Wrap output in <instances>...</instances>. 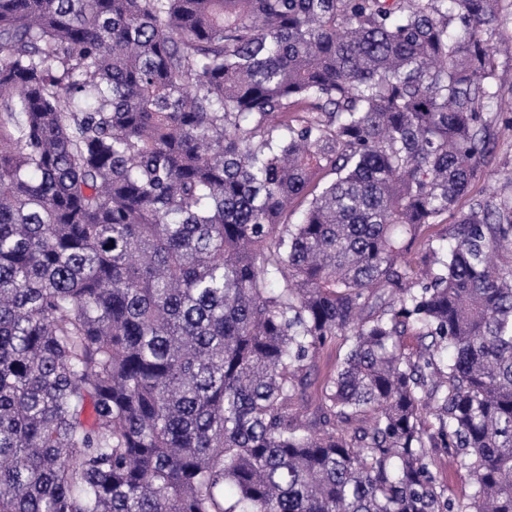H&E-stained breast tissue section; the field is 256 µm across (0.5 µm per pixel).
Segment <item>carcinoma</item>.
<instances>
[{
  "label": "carcinoma",
  "mask_w": 512,
  "mask_h": 512,
  "mask_svg": "<svg viewBox=\"0 0 512 512\" xmlns=\"http://www.w3.org/2000/svg\"><path fill=\"white\" fill-rule=\"evenodd\" d=\"M502 22L0 0V512H512ZM490 116L495 117L493 129L498 132V139L491 152L481 161V174L476 179L471 194L458 203L459 210H467L470 198L475 195L481 198L512 196V130L501 124V116L508 117L510 114L504 112L498 116L491 112ZM346 351V345L341 337H336L321 352L317 360L315 375L317 377L316 384L311 388V402L314 403L320 393L323 379L336 370L337 364L343 358ZM433 468L437 470L445 483L448 484L450 494L462 497L468 494L471 487V480L464 470H455L448 466V456L441 452L431 453Z\"/></svg>",
  "instance_id": "obj_1"
}]
</instances>
